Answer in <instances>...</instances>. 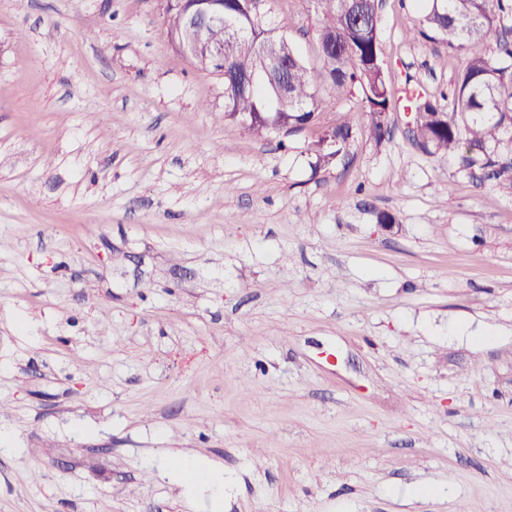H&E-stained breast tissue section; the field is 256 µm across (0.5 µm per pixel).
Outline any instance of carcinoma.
I'll return each instance as SVG.
<instances>
[{
  "label": "carcinoma",
  "mask_w": 512,
  "mask_h": 512,
  "mask_svg": "<svg viewBox=\"0 0 512 512\" xmlns=\"http://www.w3.org/2000/svg\"><path fill=\"white\" fill-rule=\"evenodd\" d=\"M319 16L317 29L320 66L311 69L290 46L288 37L262 15L249 13L247 0H224V26L211 36L224 42V70L211 72L224 78V119L240 124L254 116L245 128L256 137L275 136L279 144L308 128L317 118L319 93L336 98L362 91V103L370 116V135L381 141L388 134L391 83L382 63L377 0H312ZM176 4L164 12L170 41H182L191 33L180 30ZM512 18V0H428L423 27L409 28L412 41L440 39L460 52L465 65L454 89L455 109L443 112L418 94L410 111L418 113L412 130L426 152L442 158L458 156L467 165L484 155L487 177L512 179V159L498 153L500 137L512 130V41L497 40L498 57L487 43ZM262 67L260 79L242 87L243 79ZM336 146L322 136L313 145L312 167L330 166L355 138L350 122L330 128Z\"/></svg>",
  "instance_id": "cac0c4a2"
}]
</instances>
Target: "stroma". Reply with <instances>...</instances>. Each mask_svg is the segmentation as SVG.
I'll return each mask as SVG.
<instances>
[{"instance_id": "stroma-1", "label": "stroma", "mask_w": 512, "mask_h": 512, "mask_svg": "<svg viewBox=\"0 0 512 512\" xmlns=\"http://www.w3.org/2000/svg\"><path fill=\"white\" fill-rule=\"evenodd\" d=\"M269 7L318 66L311 0ZM422 18L382 0V56L449 112ZM410 121L327 94L281 147L158 0H0V512H512V181ZM330 133L332 138L336 139V148L330 146V142H326L327 137L323 135L313 145L314 162L312 163V167L316 171L330 166L355 138L353 126L346 120L339 121L332 126Z\"/></svg>"}]
</instances>
